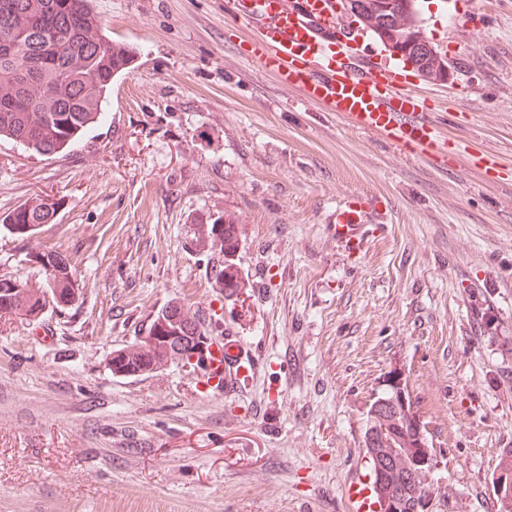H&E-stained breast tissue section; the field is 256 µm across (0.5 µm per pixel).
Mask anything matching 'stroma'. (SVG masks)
Listing matches in <instances>:
<instances>
[{
  "mask_svg": "<svg viewBox=\"0 0 512 512\" xmlns=\"http://www.w3.org/2000/svg\"><path fill=\"white\" fill-rule=\"evenodd\" d=\"M136 52L104 116L37 155L0 140V218L59 201L37 236L66 254L78 303L0 317V512H349L370 472L367 410L391 374L436 450L433 512H499L512 451V0H420L444 81L411 76L457 152L442 168L302 102L240 54L220 0H93ZM372 208L350 251L338 205ZM237 224L247 292L210 270ZM42 281L0 227V279ZM179 303L257 367L226 391L182 362L113 375V350Z\"/></svg>",
  "mask_w": 512,
  "mask_h": 512,
  "instance_id": "stroma-1",
  "label": "stroma"
}]
</instances>
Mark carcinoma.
Instances as JSON below:
<instances>
[{"mask_svg":"<svg viewBox=\"0 0 512 512\" xmlns=\"http://www.w3.org/2000/svg\"><path fill=\"white\" fill-rule=\"evenodd\" d=\"M344 11L359 29L370 34L383 50H403L402 61L428 80L448 77V62L428 44L417 0H341ZM132 50L110 40L92 0H0V139L8 138L40 155L56 154L76 144L95 123L112 88V80L133 68ZM55 204L40 199L26 202L0 219L9 234L28 239L48 224ZM207 233L224 242V265L211 269L221 282L224 297L243 292L247 282L234 255L239 240L232 220L215 219ZM45 278L76 282L68 259L45 250L36 256ZM46 305L38 289L11 279H0V313L26 320ZM205 335L199 321L153 318L148 335ZM117 370L158 362L148 341L123 348ZM371 425L364 432L371 463L373 488L380 512H432L425 483L434 449L412 410L408 390L391 383L369 409ZM503 512H512V463L494 478Z\"/></svg>","mask_w":512,"mask_h":512,"instance_id":"cac0c4a2","label":"carcinoma"}]
</instances>
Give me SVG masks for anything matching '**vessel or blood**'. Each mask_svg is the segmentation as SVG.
<instances>
[{"label": "vessel or blood", "instance_id": "b4317fda", "mask_svg": "<svg viewBox=\"0 0 512 512\" xmlns=\"http://www.w3.org/2000/svg\"><path fill=\"white\" fill-rule=\"evenodd\" d=\"M233 14L258 33L253 60L275 72L303 101L336 112L362 130L386 134L401 147L419 148L434 163L447 162L442 137L429 120L424 98L408 85L398 58L362 55L345 43V28L335 0H221ZM368 230L366 214L339 206L332 232L344 246L362 245ZM254 362L241 343L226 338L210 373L229 383L247 380ZM346 495L351 512H372L373 492L360 481L350 482Z\"/></svg>", "mask_w": 512, "mask_h": 512}]
</instances>
